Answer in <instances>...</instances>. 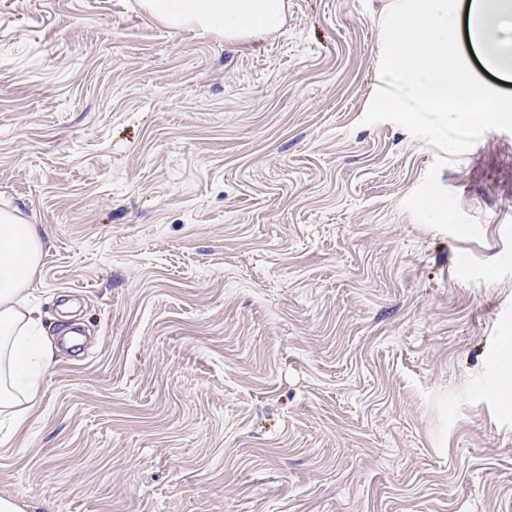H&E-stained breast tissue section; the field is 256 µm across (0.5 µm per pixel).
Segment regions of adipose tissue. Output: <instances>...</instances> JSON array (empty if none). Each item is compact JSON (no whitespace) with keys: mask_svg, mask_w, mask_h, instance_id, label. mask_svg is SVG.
I'll use <instances>...</instances> for the list:
<instances>
[{"mask_svg":"<svg viewBox=\"0 0 512 512\" xmlns=\"http://www.w3.org/2000/svg\"><path fill=\"white\" fill-rule=\"evenodd\" d=\"M147 10L171 29L188 26L229 35L278 31L283 0H145ZM512 18V0H469V41L488 67H498L512 47L493 40L497 23ZM44 244L38 225L0 211V443L20 429L38 402L54 365V349L42 335L31 287L40 272Z\"/></svg>","mask_w":512,"mask_h":512,"instance_id":"ef3b65f1","label":"adipose tissue"}]
</instances>
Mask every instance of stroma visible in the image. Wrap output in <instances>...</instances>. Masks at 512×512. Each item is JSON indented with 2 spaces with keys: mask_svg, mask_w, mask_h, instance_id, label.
Instances as JSON below:
<instances>
[{
  "mask_svg": "<svg viewBox=\"0 0 512 512\" xmlns=\"http://www.w3.org/2000/svg\"><path fill=\"white\" fill-rule=\"evenodd\" d=\"M284 4L228 38L0 0V208L55 349L0 445L22 512H512V133L361 125L390 0Z\"/></svg>",
  "mask_w": 512,
  "mask_h": 512,
  "instance_id": "stroma-1",
  "label": "stroma"
}]
</instances>
